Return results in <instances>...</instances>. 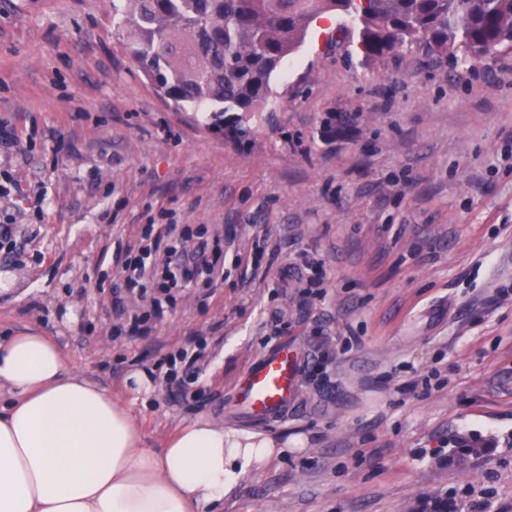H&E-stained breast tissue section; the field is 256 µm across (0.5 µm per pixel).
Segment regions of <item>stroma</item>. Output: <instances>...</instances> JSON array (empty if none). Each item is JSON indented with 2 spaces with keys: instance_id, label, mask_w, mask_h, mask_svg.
Segmentation results:
<instances>
[{
  "instance_id": "1",
  "label": "stroma",
  "mask_w": 512,
  "mask_h": 512,
  "mask_svg": "<svg viewBox=\"0 0 512 512\" xmlns=\"http://www.w3.org/2000/svg\"><path fill=\"white\" fill-rule=\"evenodd\" d=\"M114 0H0V336H52L111 390L148 447L206 420L288 449L222 512H512V52L424 63L356 49L343 12L310 24L245 138L175 108L128 53ZM169 224L224 263L156 315L119 269ZM319 262L320 293L296 266ZM287 418L244 426L238 378L282 341ZM329 349L332 384L308 377ZM199 355L188 396L160 360ZM147 371L151 392H127ZM432 373L428 395L409 391ZM487 442L467 464L455 437Z\"/></svg>"
}]
</instances>
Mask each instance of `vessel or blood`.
Segmentation results:
<instances>
[{"label":"vessel or blood","instance_id":"obj_1","mask_svg":"<svg viewBox=\"0 0 512 512\" xmlns=\"http://www.w3.org/2000/svg\"><path fill=\"white\" fill-rule=\"evenodd\" d=\"M300 367L294 346L283 343L264 353L238 379L230 408L238 419L269 422L297 400Z\"/></svg>","mask_w":512,"mask_h":512}]
</instances>
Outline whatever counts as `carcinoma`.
Here are the masks:
<instances>
[{"label":"carcinoma","instance_id":"obj_1","mask_svg":"<svg viewBox=\"0 0 512 512\" xmlns=\"http://www.w3.org/2000/svg\"><path fill=\"white\" fill-rule=\"evenodd\" d=\"M125 43L144 76L208 126L241 122L272 97V81L325 11L352 17L366 59L417 46L466 62L512 51V0H121ZM234 113L233 120L226 114ZM487 452L452 450L459 463Z\"/></svg>","mask_w":512,"mask_h":512}]
</instances>
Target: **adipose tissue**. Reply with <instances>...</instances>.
<instances>
[{
    "label": "adipose tissue",
    "instance_id": "obj_1",
    "mask_svg": "<svg viewBox=\"0 0 512 512\" xmlns=\"http://www.w3.org/2000/svg\"><path fill=\"white\" fill-rule=\"evenodd\" d=\"M276 452L203 420L147 447L134 415L50 337H0V512H219Z\"/></svg>",
    "mask_w": 512,
    "mask_h": 512
}]
</instances>
